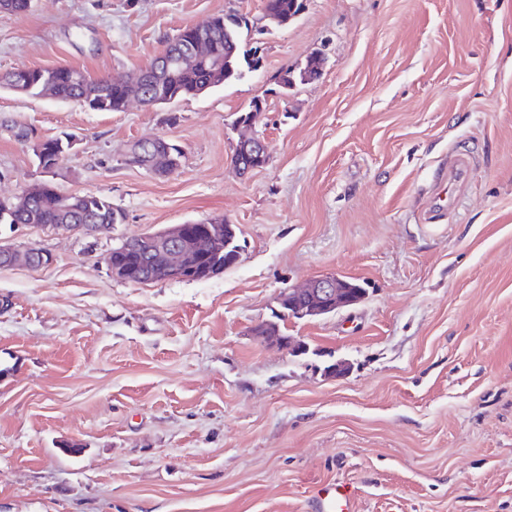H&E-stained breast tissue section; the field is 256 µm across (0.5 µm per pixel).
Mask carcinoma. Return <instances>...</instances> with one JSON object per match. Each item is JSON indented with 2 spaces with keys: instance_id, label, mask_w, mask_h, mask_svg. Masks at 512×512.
Listing matches in <instances>:
<instances>
[{
  "instance_id": "1",
  "label": "carcinoma",
  "mask_w": 512,
  "mask_h": 512,
  "mask_svg": "<svg viewBox=\"0 0 512 512\" xmlns=\"http://www.w3.org/2000/svg\"><path fill=\"white\" fill-rule=\"evenodd\" d=\"M295 0H268L270 12L282 17L284 25H290L289 19L296 14ZM244 23L238 15H218L215 21L205 29V37L213 47V51L203 54L186 64L174 62V55L189 49L193 39V31L189 27L179 30L177 35L166 44L167 54L161 64L150 63L143 84H131L127 75L108 73L97 77L90 76L84 70L60 66L42 71L38 82H31L23 87L22 95L38 98L49 90L53 97L62 102H77L85 107L89 102L100 103L98 111L117 112L120 101L132 95H154L157 89H173L177 98L196 95L205 90L210 91L225 83L242 77L249 68L248 57L252 49L247 47L244 36ZM136 158L134 166L141 169L149 168L151 150L155 147L150 138L136 141L133 144ZM66 199L75 203L72 208H47L39 202L21 212L5 216L3 224H120L123 214L112 207L105 198L93 194H68ZM144 246L134 236L125 240L120 246L112 249L106 256L110 262L126 267L145 270L147 277L154 281H163L166 274L159 268L147 266L144 258ZM197 262L214 271H222L231 267L228 253L215 254L210 252L204 243L197 247Z\"/></svg>"
}]
</instances>
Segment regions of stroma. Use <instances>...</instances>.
Masks as SVG:
<instances>
[{
  "label": "stroma",
  "mask_w": 512,
  "mask_h": 512,
  "mask_svg": "<svg viewBox=\"0 0 512 512\" xmlns=\"http://www.w3.org/2000/svg\"><path fill=\"white\" fill-rule=\"evenodd\" d=\"M224 13L261 65L204 94L94 112L0 89V198L43 179L124 215L8 236L51 261L0 269V512H309L339 481L356 512H512V0H307L279 28L263 0H32L0 18V74L134 75ZM258 99L270 159L242 176ZM64 134L76 150L43 173L33 145ZM149 136L180 147L177 172L126 165ZM210 218L242 248L214 277L134 285L104 262ZM325 273L366 296L285 321L307 353L252 336Z\"/></svg>",
  "instance_id": "obj_1"
}]
</instances>
